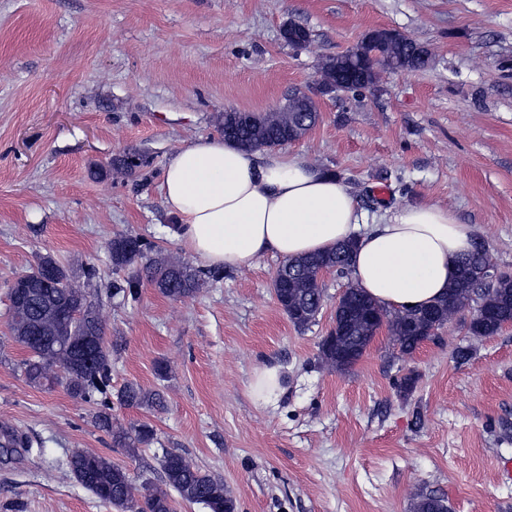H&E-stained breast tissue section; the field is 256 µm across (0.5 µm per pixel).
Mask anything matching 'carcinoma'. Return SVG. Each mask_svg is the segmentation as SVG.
Masks as SVG:
<instances>
[{
	"mask_svg": "<svg viewBox=\"0 0 512 512\" xmlns=\"http://www.w3.org/2000/svg\"><path fill=\"white\" fill-rule=\"evenodd\" d=\"M411 61L410 70L428 66L429 53L423 46L410 42L397 47L393 61ZM308 101L301 111L286 101L283 111L245 115L229 111L220 115L219 130L229 127L232 139L248 150H261L292 140L293 134L315 126L319 114L309 112ZM152 164L142 150L117 155L112 165L134 175ZM354 242L347 240L334 250L321 255L285 261L277 270L272 288L282 310L298 329L307 328L323 308V290L317 276L323 268H333L338 275L349 274ZM112 273L119 279L112 282L107 298L120 297L134 301L140 288L148 283L164 296L178 300L190 297L222 276L194 266L188 261L172 262L158 256V246L140 237L119 235L109 245ZM489 263L486 245L481 243L462 257L458 274L448 288L446 297L421 308L395 312L377 304L362 292L350 287L340 296L337 307V331L343 346L357 347L379 326H388L401 352L413 354L422 337L430 335L433 324L443 326L452 317L470 309L467 334L490 337L499 333L501 323L512 318V275L504 273L489 283L482 282L480 271ZM52 276L42 279L44 271ZM87 292L72 282L67 269L51 256L39 259L35 268L16 278L10 287L8 330L10 336L27 352L21 369L29 383L52 386L56 382L74 398L96 408L94 422L112 437V445L135 456L139 448L151 444L156 429L148 421H140L128 429L112 428V345L104 338L98 316L78 321L60 319L56 311L62 307L76 308ZM321 359L337 365L336 342L328 335L319 344ZM117 402L127 408L155 410L164 407L158 390H146L136 382H127L117 393ZM31 442L19 432L4 428L0 448L12 452L29 448ZM161 480L156 484L145 479L135 485L127 469L108 458L74 451L67 460V473L102 504L119 512H174L177 494L181 501L200 504L208 512H237L236 500L227 492L224 482L177 453H165L161 460ZM413 512H449L447 500L426 492L413 504Z\"/></svg>",
	"mask_w": 512,
	"mask_h": 512,
	"instance_id": "1",
	"label": "carcinoma"
}]
</instances>
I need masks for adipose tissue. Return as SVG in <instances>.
Masks as SVG:
<instances>
[{
	"label": "adipose tissue",
	"instance_id": "obj_1",
	"mask_svg": "<svg viewBox=\"0 0 512 512\" xmlns=\"http://www.w3.org/2000/svg\"><path fill=\"white\" fill-rule=\"evenodd\" d=\"M178 239L205 268L238 269L266 254L320 253L353 238L356 288L395 311L447 294L476 240L447 207L406 204L370 217L339 178L287 151H245L221 137L179 147L162 173Z\"/></svg>",
	"mask_w": 512,
	"mask_h": 512
}]
</instances>
